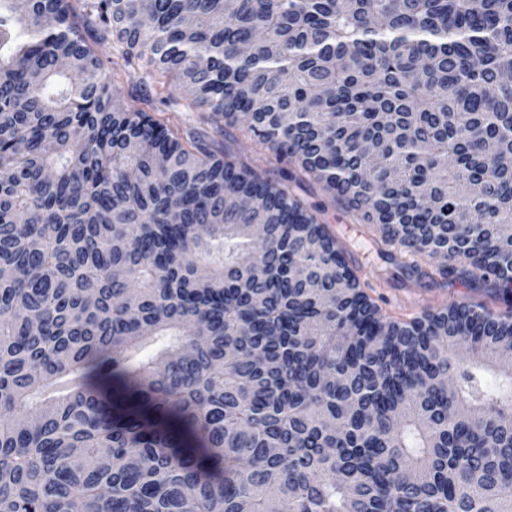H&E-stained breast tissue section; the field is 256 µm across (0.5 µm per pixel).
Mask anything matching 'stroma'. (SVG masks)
I'll use <instances>...</instances> for the list:
<instances>
[{
    "mask_svg": "<svg viewBox=\"0 0 512 512\" xmlns=\"http://www.w3.org/2000/svg\"><path fill=\"white\" fill-rule=\"evenodd\" d=\"M180 119L185 126L203 127L217 152L236 156L244 163L254 162V148L246 136L243 122L226 123L218 129L214 124L202 123L195 112L181 113ZM264 169L270 181L287 184L293 196L342 236L349 265L356 270L362 288L383 315L407 320L458 300L483 306L495 313L505 312L506 307L498 295L476 281L452 280L442 288L414 279L386 283L382 278L385 263L377 253L374 235L357 212L334 201L331 194L299 166L285 167L272 161L265 164Z\"/></svg>",
    "mask_w": 512,
    "mask_h": 512,
    "instance_id": "35a3bbf8",
    "label": "stroma"
}]
</instances>
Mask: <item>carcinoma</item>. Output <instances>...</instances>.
<instances>
[{"label": "carcinoma", "instance_id": "1", "mask_svg": "<svg viewBox=\"0 0 512 512\" xmlns=\"http://www.w3.org/2000/svg\"><path fill=\"white\" fill-rule=\"evenodd\" d=\"M137 61L512 308V0H0V512H512V314L383 315ZM139 75L125 80L121 85L122 96L125 98V101L133 105L145 107L150 112H169L170 108L160 102L161 96L157 94L155 88L150 83L140 80ZM143 99L151 100L152 105L145 106L140 103ZM151 107H153V110H151Z\"/></svg>", "mask_w": 512, "mask_h": 512}]
</instances>
